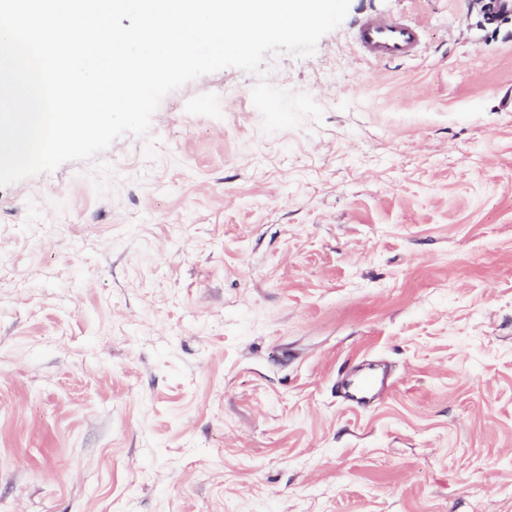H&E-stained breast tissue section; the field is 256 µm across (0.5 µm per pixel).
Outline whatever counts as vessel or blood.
<instances>
[{
	"instance_id": "b4317fda",
	"label": "vessel or blood",
	"mask_w": 512,
	"mask_h": 512,
	"mask_svg": "<svg viewBox=\"0 0 512 512\" xmlns=\"http://www.w3.org/2000/svg\"><path fill=\"white\" fill-rule=\"evenodd\" d=\"M356 42L368 60L401 61L417 52L421 31L408 22L369 16L359 25ZM390 385L385 367L372 361L342 370L336 380V395L347 407L365 410L375 404Z\"/></svg>"
}]
</instances>
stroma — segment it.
<instances>
[{"instance_id":"35a3bbf8","label":"stroma","mask_w":512,"mask_h":512,"mask_svg":"<svg viewBox=\"0 0 512 512\" xmlns=\"http://www.w3.org/2000/svg\"><path fill=\"white\" fill-rule=\"evenodd\" d=\"M367 16L423 29L365 60ZM255 74L0 188V512H512V22L351 0ZM388 361L354 411L346 360ZM390 385L385 367L372 361L342 370L336 379V396L347 407L365 410L375 404Z\"/></svg>"}]
</instances>
